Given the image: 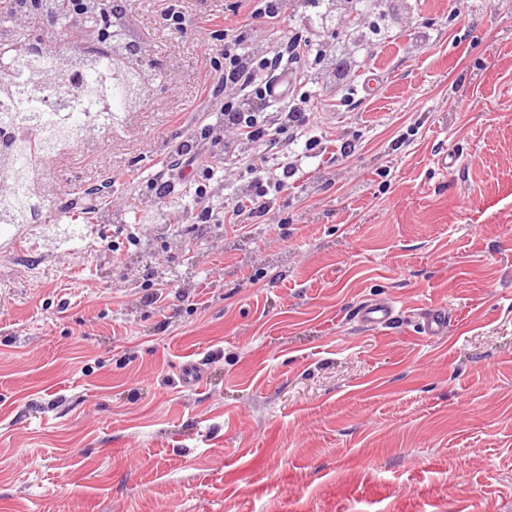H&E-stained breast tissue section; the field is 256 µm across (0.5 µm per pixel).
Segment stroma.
<instances>
[{
	"mask_svg": "<svg viewBox=\"0 0 512 512\" xmlns=\"http://www.w3.org/2000/svg\"><path fill=\"white\" fill-rule=\"evenodd\" d=\"M125 3L169 79L49 163L44 218L77 246L29 226L0 251V512H512V0L380 2L358 43L334 0H283L275 26L241 0ZM174 3L195 31L164 24ZM243 25L251 52L310 39L317 121L269 156L297 169L269 214L200 228L191 177L164 205L148 182L217 122L204 45ZM107 182L82 214L73 186ZM382 299L397 318L366 327ZM430 306L447 336L420 334ZM360 320L372 327L384 326L396 317V306L392 301H373L358 312Z\"/></svg>",
	"mask_w": 512,
	"mask_h": 512,
	"instance_id": "35a3bbf8",
	"label": "stroma"
}]
</instances>
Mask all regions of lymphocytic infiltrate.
<instances>
[{"mask_svg": "<svg viewBox=\"0 0 512 512\" xmlns=\"http://www.w3.org/2000/svg\"><path fill=\"white\" fill-rule=\"evenodd\" d=\"M299 41L284 36L261 55L251 54L244 47V38L236 30L224 32V46L218 55L209 57L211 69L220 71L226 90L224 97V127L238 140H247L255 145L254 154L247 161L252 175V192L248 203H237L231 211L218 215L209 206L205 182L210 179L216 159L215 154H202L191 147L189 141L176 142L169 161L164 162L150 182L156 198H164L170 192L168 176L180 166H187L201 177L196 186L198 207L195 218L201 224H234L241 216H264L268 212L270 190H282V182H269L266 162L268 154L281 144L284 135L302 130L312 124L314 109L307 100L286 99L274 119L269 122L258 120L256 115L246 113L244 103L250 97L267 98L269 95L266 76L268 70L276 67L283 55L299 59Z\"/></svg>", "mask_w": 512, "mask_h": 512, "instance_id": "lymphocytic-infiltrate-1", "label": "lymphocytic infiltrate"}]
</instances>
